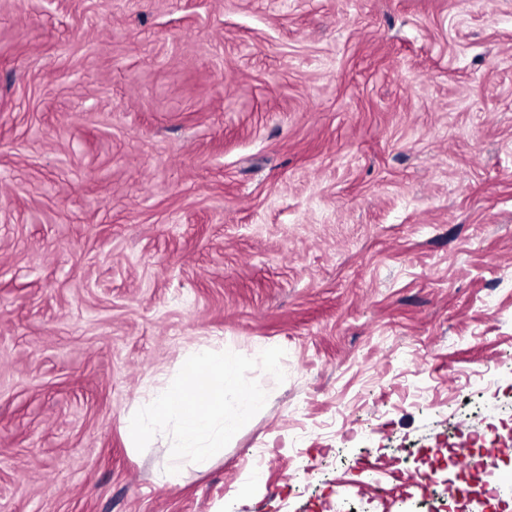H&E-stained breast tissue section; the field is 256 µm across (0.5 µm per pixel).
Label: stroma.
Segmentation results:
<instances>
[{"mask_svg": "<svg viewBox=\"0 0 512 512\" xmlns=\"http://www.w3.org/2000/svg\"><path fill=\"white\" fill-rule=\"evenodd\" d=\"M204 347L285 378L138 451ZM511 431L512 0H0V512H512Z\"/></svg>", "mask_w": 512, "mask_h": 512, "instance_id": "obj_1", "label": "stroma"}]
</instances>
